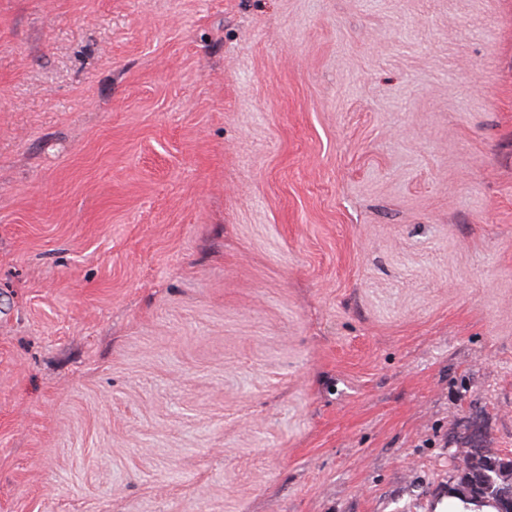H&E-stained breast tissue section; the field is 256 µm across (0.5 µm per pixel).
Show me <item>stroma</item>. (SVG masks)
Listing matches in <instances>:
<instances>
[{
    "label": "stroma",
    "mask_w": 512,
    "mask_h": 512,
    "mask_svg": "<svg viewBox=\"0 0 512 512\" xmlns=\"http://www.w3.org/2000/svg\"><path fill=\"white\" fill-rule=\"evenodd\" d=\"M512 453V0H0V512H429Z\"/></svg>",
    "instance_id": "35a3bbf8"
}]
</instances>
